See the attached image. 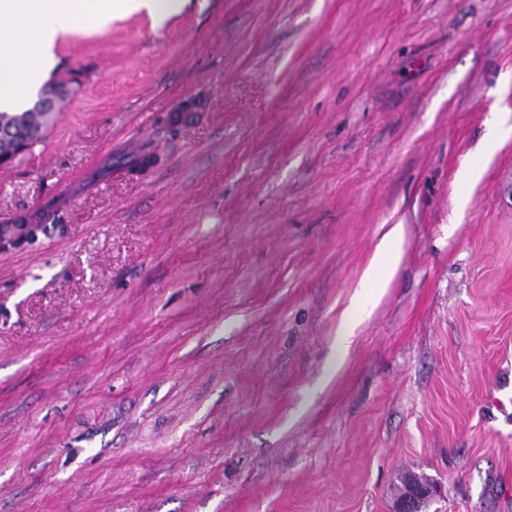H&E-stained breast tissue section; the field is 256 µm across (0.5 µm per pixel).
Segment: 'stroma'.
<instances>
[{"label":"stroma","instance_id":"1","mask_svg":"<svg viewBox=\"0 0 512 512\" xmlns=\"http://www.w3.org/2000/svg\"><path fill=\"white\" fill-rule=\"evenodd\" d=\"M53 52L0 168V512H394L409 473L512 512V0H191ZM35 133H24L22 135L16 134L11 128L0 127V141L7 142L10 145L8 151H0V166H7L12 163L16 156L25 152L30 144L29 138L33 137ZM404 238V226L395 224L387 231L382 238L374 260L372 268L369 269L363 277L360 287L361 288H383L386 285V280L392 270V261L390 259V247L393 243L401 242ZM383 270L385 273L384 280L380 278L379 272Z\"/></svg>","mask_w":512,"mask_h":512}]
</instances>
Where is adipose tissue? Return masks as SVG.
I'll return each mask as SVG.
<instances>
[{"instance_id": "1", "label": "adipose tissue", "mask_w": 512, "mask_h": 512, "mask_svg": "<svg viewBox=\"0 0 512 512\" xmlns=\"http://www.w3.org/2000/svg\"><path fill=\"white\" fill-rule=\"evenodd\" d=\"M189 0H0V110L21 111L39 70L52 68L58 39L87 28L102 31L117 16L146 12L163 24Z\"/></svg>"}]
</instances>
